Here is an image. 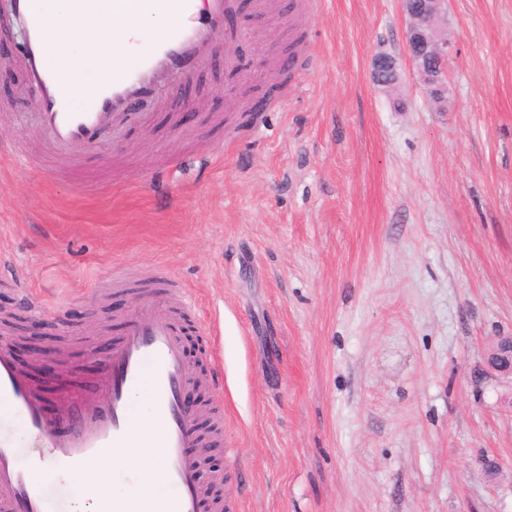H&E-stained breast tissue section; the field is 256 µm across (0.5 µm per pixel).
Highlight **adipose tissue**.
Segmentation results:
<instances>
[{
	"mask_svg": "<svg viewBox=\"0 0 512 512\" xmlns=\"http://www.w3.org/2000/svg\"><path fill=\"white\" fill-rule=\"evenodd\" d=\"M73 0H36L56 38L57 60L67 71L76 97L88 96L112 76V57L141 50L145 34L159 35L168 25L167 16L132 12L115 19L95 12L74 11ZM126 449L116 448L91 461L75 482L97 483V492L76 501L72 512H112L115 498H123L126 512H147L159 491L161 458H154L136 470L129 482L118 481L125 470Z\"/></svg>",
	"mask_w": 512,
	"mask_h": 512,
	"instance_id": "1",
	"label": "adipose tissue"
}]
</instances>
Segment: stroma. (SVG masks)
<instances>
[{
	"instance_id": "obj_1",
	"label": "stroma",
	"mask_w": 512,
	"mask_h": 512,
	"mask_svg": "<svg viewBox=\"0 0 512 512\" xmlns=\"http://www.w3.org/2000/svg\"><path fill=\"white\" fill-rule=\"evenodd\" d=\"M306 2L250 5L239 70L216 52L62 170L9 24L0 340L47 388L92 381L134 303L113 266L166 268L195 402H224V512H512V384L485 372L512 334V0H448L441 105L400 0ZM372 73L373 82L384 89L395 87L400 79L401 74L396 60L388 55H378L375 58V64Z\"/></svg>"
}]
</instances>
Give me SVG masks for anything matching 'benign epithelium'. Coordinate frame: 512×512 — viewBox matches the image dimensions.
Masks as SVG:
<instances>
[{
  "label": "benign epithelium",
  "instance_id": "obj_1",
  "mask_svg": "<svg viewBox=\"0 0 512 512\" xmlns=\"http://www.w3.org/2000/svg\"><path fill=\"white\" fill-rule=\"evenodd\" d=\"M408 17L407 51L428 92L447 90L448 60L453 46L439 32V25L448 15V0H402ZM373 82L384 89L395 87L401 74L396 60L388 55L375 58ZM488 367L501 375L512 377V336L501 337L488 356Z\"/></svg>",
  "mask_w": 512,
  "mask_h": 512
}]
</instances>
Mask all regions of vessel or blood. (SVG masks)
I'll return each mask as SVG.
<instances>
[{
  "mask_svg": "<svg viewBox=\"0 0 512 512\" xmlns=\"http://www.w3.org/2000/svg\"><path fill=\"white\" fill-rule=\"evenodd\" d=\"M232 0H112L113 17L130 11L172 16V23L135 62L112 58L113 77L98 85L83 103H74L68 79L56 61V43L30 0H14L12 15L26 27L23 60L34 79L39 122L58 158L76 147L103 142L127 115L132 103L161 96L167 84L186 76L212 51L216 37L235 41L225 27ZM113 286L132 289L145 317H124L112 353L95 379V402H88L80 380L49 394L19 362L11 344L0 342V413L11 422L0 429V512H68L71 488L51 480L65 465L73 472L114 448L134 444L135 395L145 392L161 428L155 441L165 464L162 492L153 512H224L220 499H205L192 449L218 446L219 431L204 432L181 407L183 389L196 378L182 350L178 313L192 303L183 284L167 270L128 282L123 268L112 270ZM28 456L20 465L19 456Z\"/></svg>",
  "mask_w": 512,
  "mask_h": 512,
  "instance_id": "vessel-or-blood-1",
  "label": "vessel or blood"
}]
</instances>
